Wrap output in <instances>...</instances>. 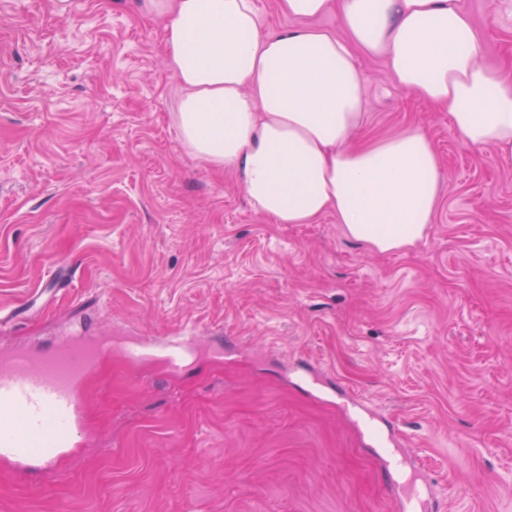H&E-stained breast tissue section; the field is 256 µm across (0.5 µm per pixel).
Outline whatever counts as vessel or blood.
Listing matches in <instances>:
<instances>
[{
	"instance_id": "vessel-or-blood-1",
	"label": "vessel or blood",
	"mask_w": 512,
	"mask_h": 512,
	"mask_svg": "<svg viewBox=\"0 0 512 512\" xmlns=\"http://www.w3.org/2000/svg\"><path fill=\"white\" fill-rule=\"evenodd\" d=\"M68 369L57 373L54 354L13 353L0 361V455L27 471L33 461L52 465L70 447L86 405L81 394L94 373L95 345L81 342L66 351ZM404 512H445L434 486L412 473L400 499Z\"/></svg>"
}]
</instances>
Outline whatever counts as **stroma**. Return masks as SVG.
<instances>
[{"label": "stroma", "instance_id": "stroma-1", "mask_svg": "<svg viewBox=\"0 0 512 512\" xmlns=\"http://www.w3.org/2000/svg\"><path fill=\"white\" fill-rule=\"evenodd\" d=\"M460 4L512 84V0ZM357 62V138L419 127L440 159L396 253L331 214L276 223L188 154L137 0H0V355L202 341L176 367L101 356L52 475L0 459V512H396L403 448L446 512H512V160Z\"/></svg>", "mask_w": 512, "mask_h": 512}]
</instances>
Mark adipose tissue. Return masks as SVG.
I'll return each mask as SVG.
<instances>
[{
    "instance_id": "adipose-tissue-1",
    "label": "adipose tissue",
    "mask_w": 512,
    "mask_h": 512,
    "mask_svg": "<svg viewBox=\"0 0 512 512\" xmlns=\"http://www.w3.org/2000/svg\"><path fill=\"white\" fill-rule=\"evenodd\" d=\"M160 21L181 89L186 151L232 169L254 209L280 224L335 214L385 253L414 246L440 202L438 157L418 128L364 145L358 56L384 58L402 88L447 108L476 153L512 156V85L480 61L483 33L460 0H279L297 26L263 32L254 0H140ZM337 13V29L316 19Z\"/></svg>"
}]
</instances>
